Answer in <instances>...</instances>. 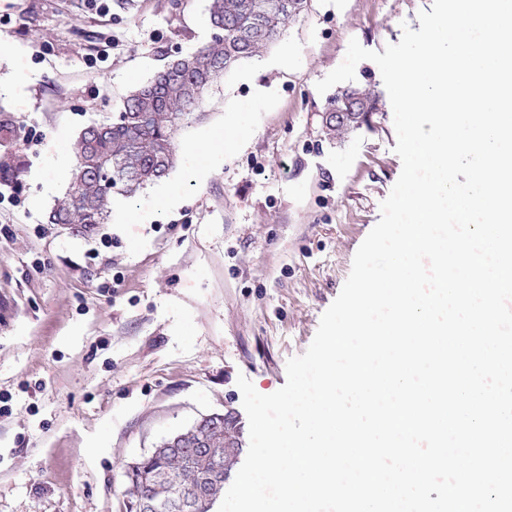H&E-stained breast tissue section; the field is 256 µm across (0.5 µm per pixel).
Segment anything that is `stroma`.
Masks as SVG:
<instances>
[{"label":"stroma","instance_id":"35a3bbf8","mask_svg":"<svg viewBox=\"0 0 512 512\" xmlns=\"http://www.w3.org/2000/svg\"><path fill=\"white\" fill-rule=\"evenodd\" d=\"M431 4L310 0L211 87L178 167L87 235L46 221L70 178L58 155L210 42L208 0H0V107L33 133L0 147L23 167L0 183V512H129L127 463L201 415L246 420L238 376L284 386L402 170L378 66L354 81L378 111L340 140L322 131L339 89L316 84L350 40L383 51Z\"/></svg>","mask_w":512,"mask_h":512}]
</instances>
